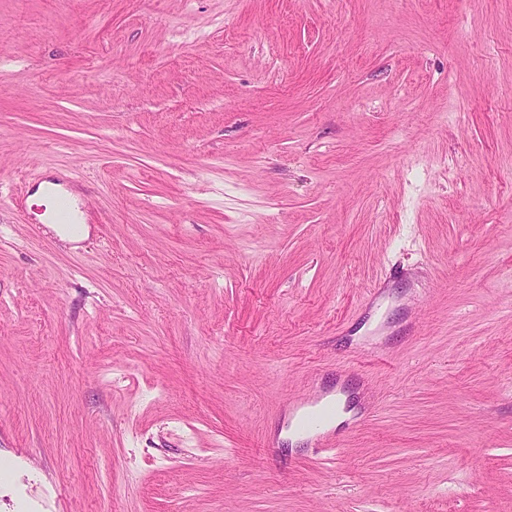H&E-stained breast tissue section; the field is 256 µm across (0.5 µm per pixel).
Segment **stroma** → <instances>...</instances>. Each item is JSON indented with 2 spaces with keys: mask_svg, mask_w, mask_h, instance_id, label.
<instances>
[{
  "mask_svg": "<svg viewBox=\"0 0 512 512\" xmlns=\"http://www.w3.org/2000/svg\"><path fill=\"white\" fill-rule=\"evenodd\" d=\"M0 512H512V0H0ZM45 187L55 197L56 206L53 214L48 218H44V223L52 225L63 241L75 242L80 240L85 232L84 226L79 232L71 233L56 224H86L87 218L84 211L79 207V210H76L70 204L69 199L64 195L57 183L46 182ZM334 412L332 404H325L320 410L303 416L299 422V426L313 436L316 448H321V451L324 449L328 453L336 452V448H333L334 431L327 428V419Z\"/></svg>",
  "mask_w": 512,
  "mask_h": 512,
  "instance_id": "obj_1",
  "label": "stroma"
}]
</instances>
